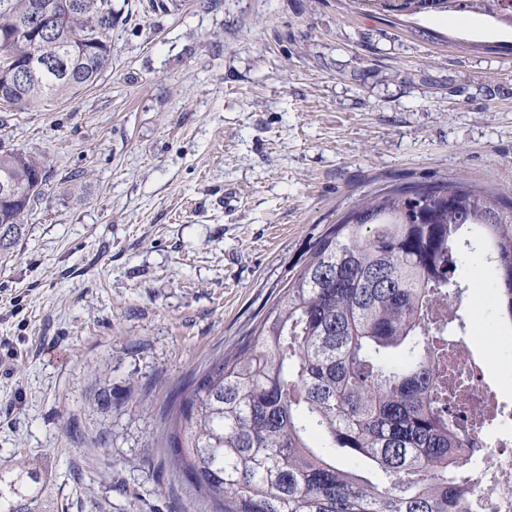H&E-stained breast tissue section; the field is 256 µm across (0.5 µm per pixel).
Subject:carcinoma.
<instances>
[{
    "label": "carcinoma",
    "instance_id": "cac0c4a2",
    "mask_svg": "<svg viewBox=\"0 0 512 512\" xmlns=\"http://www.w3.org/2000/svg\"><path fill=\"white\" fill-rule=\"evenodd\" d=\"M381 16L467 13L477 0H360ZM31 0H0V54L50 52L18 35ZM55 66L0 95L19 110L62 100L110 65L111 0L61 13ZM24 189L0 201V255L23 235L44 164L0 150ZM492 259L500 319L512 328V201L464 180L397 185L314 243L238 347L170 396L159 434L174 471L213 512H470L484 428L453 420L448 302L461 245ZM466 453L457 455V449ZM352 461L346 466L340 459ZM39 459L0 465V512H49Z\"/></svg>",
    "mask_w": 512,
    "mask_h": 512
}]
</instances>
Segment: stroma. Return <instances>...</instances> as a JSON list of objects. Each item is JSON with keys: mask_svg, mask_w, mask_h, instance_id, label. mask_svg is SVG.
<instances>
[{"mask_svg": "<svg viewBox=\"0 0 512 512\" xmlns=\"http://www.w3.org/2000/svg\"><path fill=\"white\" fill-rule=\"evenodd\" d=\"M111 63L0 149L48 179L0 260V464L40 456L55 512H210L156 442L331 224L394 184L512 200V28L354 0H112ZM466 340L502 330L479 249Z\"/></svg>", "mask_w": 512, "mask_h": 512, "instance_id": "obj_1", "label": "stroma"}]
</instances>
